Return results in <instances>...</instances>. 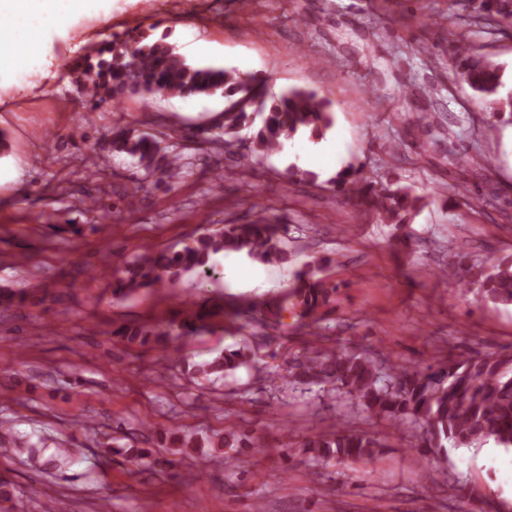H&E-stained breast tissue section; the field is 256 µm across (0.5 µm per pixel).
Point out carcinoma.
I'll return each mask as SVG.
<instances>
[{"label": "carcinoma", "mask_w": 512, "mask_h": 512, "mask_svg": "<svg viewBox=\"0 0 512 512\" xmlns=\"http://www.w3.org/2000/svg\"><path fill=\"white\" fill-rule=\"evenodd\" d=\"M482 16L512 18V0H480ZM75 91L94 103L119 102L127 96H166L206 98L222 95L224 134L237 135L254 127L249 137L251 157L257 161L283 150L297 134L315 138L324 135L333 123L331 101L305 89H289L280 94L261 90L264 83L222 67L199 66L183 57L174 45L157 40L143 30L113 36L94 47L73 65ZM457 76L466 83L493 114L512 116V93H503V68L488 58L466 52L457 63ZM262 116L254 125V115ZM112 148L135 160L148 178L161 173L171 181L182 177L186 162L169 154L154 138L121 130L113 136ZM332 183L361 206L379 214L387 223H409L421 209L423 197L409 188H392L360 175L349 164L336 173ZM287 229L259 216L250 224H226L206 231L178 251L145 253L135 260L129 277L112 284V294L124 298L141 288L165 284L176 288L185 277L206 276L213 271L212 256L222 252L245 255L252 261L284 266L290 260L285 244ZM317 265L296 273L289 289L274 301L240 302L234 314L252 313L263 308L274 317L293 308L300 317L313 315L330 302L338 285L321 276ZM467 289H475L495 304L512 305V257L495 258L487 264L469 263L468 255L442 271ZM206 315L192 313L179 323L145 328L124 326L113 334L128 341L146 344L154 341L170 347L172 336L197 334ZM243 348L226 349L210 360L195 363L190 379L198 384L224 378L252 362ZM276 375L286 386H317L359 402L376 418L396 426L422 429L427 453L437 458L447 447L470 448L490 440L502 448H512V351H501L457 360H442L424 368L394 366L385 373L369 356L349 346H338L311 355H298L286 366H277ZM0 442L12 445L20 456L33 461L41 449L30 438L7 425L0 426ZM174 453L189 448L215 449L201 457L210 465H221L228 456L222 448H249L245 432L226 431L201 439L173 438ZM301 447L313 460L324 464L373 463L385 445L375 433L357 431L338 422L327 431L308 436ZM16 505L13 486L0 479V512H12Z\"/></svg>", "instance_id": "1"}]
</instances>
